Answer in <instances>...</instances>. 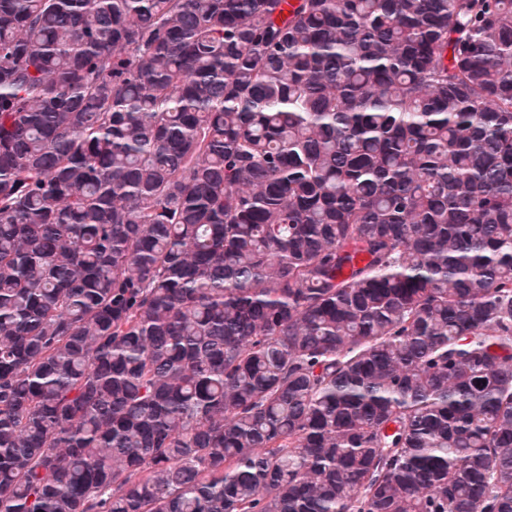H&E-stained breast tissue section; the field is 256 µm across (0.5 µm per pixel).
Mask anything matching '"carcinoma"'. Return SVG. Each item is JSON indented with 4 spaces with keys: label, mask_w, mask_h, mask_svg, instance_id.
<instances>
[{
    "label": "carcinoma",
    "mask_w": 512,
    "mask_h": 512,
    "mask_svg": "<svg viewBox=\"0 0 512 512\" xmlns=\"http://www.w3.org/2000/svg\"><path fill=\"white\" fill-rule=\"evenodd\" d=\"M0 512H512V0H0Z\"/></svg>",
    "instance_id": "obj_1"
}]
</instances>
